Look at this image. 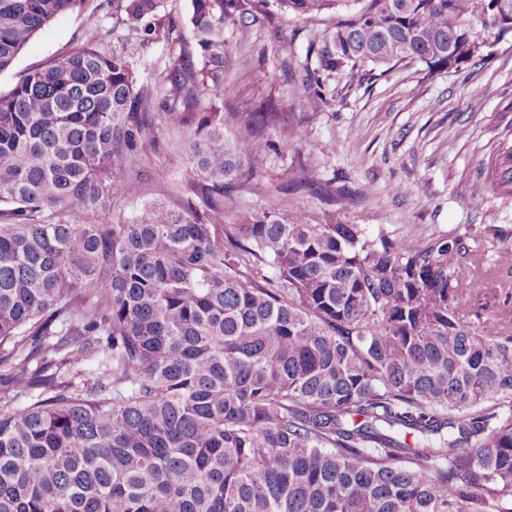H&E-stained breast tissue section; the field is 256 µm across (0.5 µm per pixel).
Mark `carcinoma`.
Wrapping results in <instances>:
<instances>
[{
	"instance_id": "carcinoma-1",
	"label": "carcinoma",
	"mask_w": 512,
	"mask_h": 512,
	"mask_svg": "<svg viewBox=\"0 0 512 512\" xmlns=\"http://www.w3.org/2000/svg\"><path fill=\"white\" fill-rule=\"evenodd\" d=\"M90 0H0V71ZM164 0H103L110 40L0 93V512H512V334L464 274L463 237L422 243L311 224L270 204L224 223V193L273 148L224 137V24L273 3L334 12L319 69L477 63L512 40L498 0H191L194 49L169 47L157 118L190 132L196 200L125 224L117 162L147 135L127 51ZM512 196V142L472 186ZM103 355L81 388L43 371ZM413 442H408V438Z\"/></svg>"
}]
</instances>
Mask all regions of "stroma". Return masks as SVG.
Returning <instances> with one entry per match:
<instances>
[{"mask_svg": "<svg viewBox=\"0 0 512 512\" xmlns=\"http://www.w3.org/2000/svg\"><path fill=\"white\" fill-rule=\"evenodd\" d=\"M336 22L325 13L312 18L275 14L270 23L248 29L228 23L224 39L230 62L218 94L223 109L237 113L233 133L261 103L274 104L276 122L257 126L273 150L245 167L238 192L224 201V221L242 208L277 202L281 213H305L310 223L358 224L367 234L385 231L419 241L460 235L473 243L475 260L492 276L471 322L500 312L512 320V264L498 256L512 248V196L475 197L473 183L484 176L508 120L512 119V42L497 45L477 65L424 77L414 63L376 67L356 79L336 72L322 76V98L306 103L298 83L317 68L310 40ZM113 24L94 26L86 15L58 17L38 32L12 67L0 72L8 92L30 70L43 68L78 43L103 37ZM165 37L132 43L138 78L148 90L146 108L156 112L157 90L167 54ZM184 131L152 125L132 166L143 173L139 194L119 200L111 223L130 219L159 201L179 212L191 193L185 181ZM303 188H295L297 180ZM405 193H395V185Z\"/></svg>", "mask_w": 512, "mask_h": 512, "instance_id": "35a3bbf8", "label": "stroma"}]
</instances>
